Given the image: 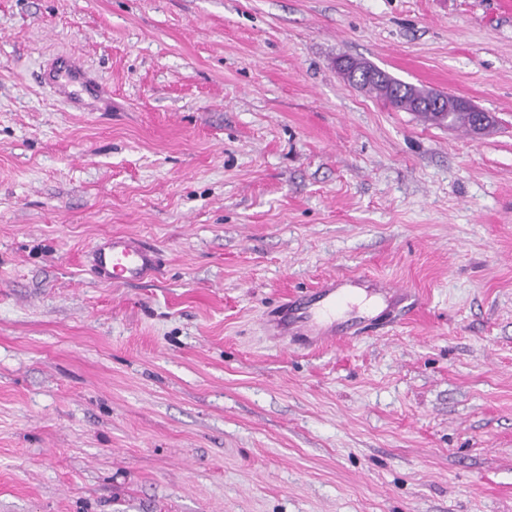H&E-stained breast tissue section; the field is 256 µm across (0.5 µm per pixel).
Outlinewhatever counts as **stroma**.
Wrapping results in <instances>:
<instances>
[{
  "instance_id": "obj_1",
  "label": "stroma",
  "mask_w": 512,
  "mask_h": 512,
  "mask_svg": "<svg viewBox=\"0 0 512 512\" xmlns=\"http://www.w3.org/2000/svg\"><path fill=\"white\" fill-rule=\"evenodd\" d=\"M74 52L111 111L44 85ZM343 57L497 125L394 110ZM114 233L160 275L95 280ZM360 272L411 310L273 336ZM0 512H512L497 0H0Z\"/></svg>"
}]
</instances>
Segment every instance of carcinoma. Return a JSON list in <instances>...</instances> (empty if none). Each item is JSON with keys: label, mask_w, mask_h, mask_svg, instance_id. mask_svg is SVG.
<instances>
[{"label": "carcinoma", "mask_w": 512, "mask_h": 512, "mask_svg": "<svg viewBox=\"0 0 512 512\" xmlns=\"http://www.w3.org/2000/svg\"><path fill=\"white\" fill-rule=\"evenodd\" d=\"M357 85L382 98L399 111L413 112L426 121L435 124L448 122L453 127L470 131L471 120L467 119L464 113L457 111V99L455 98L444 101L443 111L436 112L418 104L422 94L421 89L410 83L394 79L378 69L373 74L360 75Z\"/></svg>", "instance_id": "obj_1"}]
</instances>
